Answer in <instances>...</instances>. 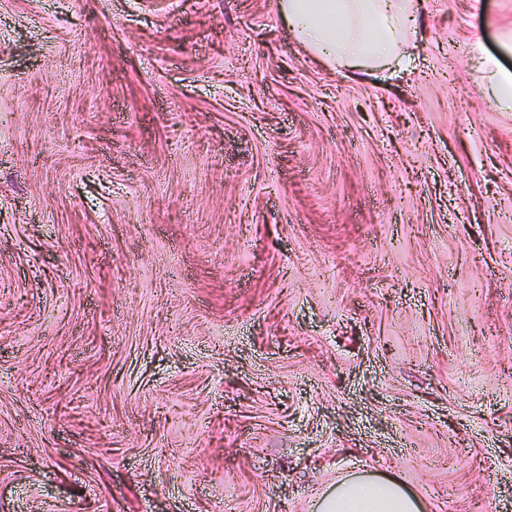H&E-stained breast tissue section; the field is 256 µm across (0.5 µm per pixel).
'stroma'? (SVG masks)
Here are the masks:
<instances>
[{
    "instance_id": "1",
    "label": "stroma",
    "mask_w": 512,
    "mask_h": 512,
    "mask_svg": "<svg viewBox=\"0 0 512 512\" xmlns=\"http://www.w3.org/2000/svg\"><path fill=\"white\" fill-rule=\"evenodd\" d=\"M402 53L0 0V512H512V0H419ZM320 512H420L419 500L395 479L339 478Z\"/></svg>"
}]
</instances>
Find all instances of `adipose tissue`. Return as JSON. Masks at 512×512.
Returning <instances> with one entry per match:
<instances>
[{
	"instance_id": "adipose-tissue-1",
	"label": "adipose tissue",
	"mask_w": 512,
	"mask_h": 512,
	"mask_svg": "<svg viewBox=\"0 0 512 512\" xmlns=\"http://www.w3.org/2000/svg\"><path fill=\"white\" fill-rule=\"evenodd\" d=\"M294 37L324 63L359 69L398 57L414 18L415 0H277ZM319 512H421L397 480L344 477Z\"/></svg>"
}]
</instances>
